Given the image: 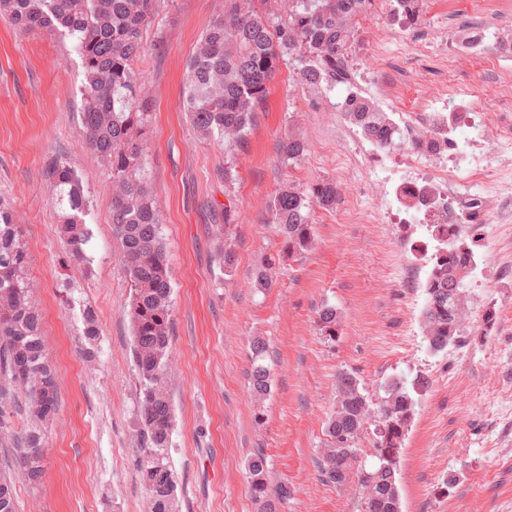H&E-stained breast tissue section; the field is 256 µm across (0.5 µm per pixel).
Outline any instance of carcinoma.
<instances>
[{
    "instance_id": "1",
    "label": "carcinoma",
    "mask_w": 512,
    "mask_h": 512,
    "mask_svg": "<svg viewBox=\"0 0 512 512\" xmlns=\"http://www.w3.org/2000/svg\"><path fill=\"white\" fill-rule=\"evenodd\" d=\"M158 0H0V13L24 31H45L73 41L82 68L81 122L86 146L95 153L112 183V229L123 253L130 281L128 302L132 352L139 377L138 420L143 456L138 474L146 489L148 512H175L178 486L172 470L173 410L164 381L171 341V277L159 231V213L144 170V150L151 124V106L138 95L136 62L142 52L143 30ZM370 0H284L282 13L261 12L255 0H225V17L202 36L189 58L184 78L183 112L208 138L230 144L244 139L257 107L280 65L296 64L309 84L336 77L357 37V18ZM365 135L390 146L389 118L372 112L364 101L343 113ZM307 152L296 136L280 143L283 164L294 165ZM59 216L57 230L67 245V263L89 262L92 233L85 224L86 192L81 175L62 157L47 170ZM336 182L321 179L306 187L290 185L272 199L270 210L283 237V250L258 270L254 287L272 286L276 260L301 256L314 244L311 207H336ZM27 247L12 213L0 205V429L5 406L23 413L27 426L12 458L0 465V512H18L11 468L16 466L30 484H37L38 461L46 445V425L58 410L56 372L44 344L42 317L28 274ZM462 277L457 262L433 260L425 288L421 327L427 349L437 354L462 336ZM65 303L82 308V335L88 340L84 356L91 361L100 336L93 310L74 296L68 280L60 284ZM317 327L324 336H336L339 314L326 305ZM250 388L263 421L261 405L271 391L270 371L263 364L268 347L256 337L251 342ZM422 385L394 378L383 386L375 403L361 380L350 372L337 377V395L328 417L320 476L344 486L357 479L361 512H402L397 485L399 453L415 413L410 388ZM374 426L368 470L360 460L359 442ZM249 492L258 512H281L289 491L271 489L267 459L262 452L246 464Z\"/></svg>"
}]
</instances>
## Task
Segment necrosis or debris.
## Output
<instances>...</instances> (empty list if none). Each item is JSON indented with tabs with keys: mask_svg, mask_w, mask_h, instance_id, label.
Wrapping results in <instances>:
<instances>
[{
	"mask_svg": "<svg viewBox=\"0 0 512 512\" xmlns=\"http://www.w3.org/2000/svg\"><path fill=\"white\" fill-rule=\"evenodd\" d=\"M398 49L370 42L371 63L348 80L336 95L337 112L353 100L388 113L392 138L402 149L390 161L384 145L357 126L336 127V169L341 184L361 180L368 195L348 197L341 210L343 223L379 224L387 237L418 236L390 258L395 286L410 299L424 292L428 261L435 253L455 256L464 238L476 240L465 265V287L512 283V37L493 40L480 27L457 38L451 31L436 33L435 58L441 77L412 104L401 105L396 88L418 47L407 31L396 34ZM464 57H482L490 68L474 78L460 72Z\"/></svg>",
	"mask_w": 512,
	"mask_h": 512,
	"instance_id": "1",
	"label": "necrosis or debris"
}]
</instances>
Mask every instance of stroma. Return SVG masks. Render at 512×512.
Wrapping results in <instances>:
<instances>
[{
  "label": "stroma",
  "mask_w": 512,
  "mask_h": 512,
  "mask_svg": "<svg viewBox=\"0 0 512 512\" xmlns=\"http://www.w3.org/2000/svg\"><path fill=\"white\" fill-rule=\"evenodd\" d=\"M484 2L433 0L417 28L427 34L439 22L456 23ZM223 17L224 0H159L137 63L144 75L139 95L154 112L144 167L173 288L167 381L177 512H258L245 466L259 452L271 485L292 491L282 512H358L355 483L325 482L315 465L342 371L355 373L375 400L388 380H424L399 454L402 512H512V446H497L484 405L489 391L512 382V294H465L467 358L431 354L422 336L408 333L422 307L392 288L390 243L376 225L346 224L337 210L320 207L311 213L312 249L283 259L272 288L256 290L257 268L282 248L271 198L291 183L304 187L336 177V93L281 66L254 126L233 151L203 138L182 113L183 78L200 37ZM81 84L71 39L22 33L0 14V201L27 242L59 383L46 473L36 487L17 481L19 512H144L129 283L112 232L110 181L84 144ZM291 135L308 149L297 165L285 166L279 143ZM57 156L85 179V221L93 233L86 267L64 263L46 175ZM228 163L236 174L230 184L224 181ZM227 207L234 211L226 237L235 264L225 275L214 260V216ZM64 277L97 316L94 361L83 358L79 310L59 299ZM327 304L340 315L332 341L315 323ZM484 316L507 322L505 333L470 335ZM256 336L268 345L272 378L260 422L248 376Z\"/></svg>",
  "instance_id": "stroma-1"
}]
</instances>
